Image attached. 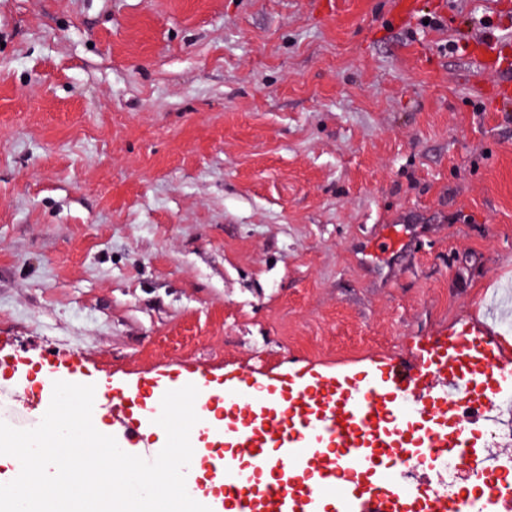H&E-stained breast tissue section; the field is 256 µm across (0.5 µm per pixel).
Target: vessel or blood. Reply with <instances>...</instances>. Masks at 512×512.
Returning a JSON list of instances; mask_svg holds the SVG:
<instances>
[{
	"mask_svg": "<svg viewBox=\"0 0 512 512\" xmlns=\"http://www.w3.org/2000/svg\"><path fill=\"white\" fill-rule=\"evenodd\" d=\"M472 50L482 57L488 71L512 68L510 45L480 41ZM464 347V342H456L445 352L431 354L419 370L400 371L380 381L348 378L340 383L335 377L326 376L286 390L277 379L259 386L237 379L225 384L224 403L231 408H248L249 414L233 425L212 427L210 433L221 436L226 446L247 449L252 468L317 473L318 480L308 493L309 499L335 496L344 489L352 471L368 465L367 449L382 450L392 460L411 454L415 443L432 455L446 452V423L418 430L412 441L402 424L382 430L378 415L389 408L391 394L401 395L412 404L414 413L426 416L430 409L421 400L439 379L447 381V388L440 395V407L445 411L457 409L460 395L481 379L486 381L487 390L477 417L487 423L502 421L504 410L496 394L497 381L512 374V366L501 363L495 349L486 352L484 362L469 364L460 357ZM209 386V380L203 376L175 386H160L155 388L153 401L147 406L142 405L141 390L137 387L116 392L115 398L142 405L145 419L156 428L167 430L171 427L173 403L180 394L188 395L194 417L213 410L214 404L207 395ZM219 475L226 488L237 489L239 512H288L292 488L285 481L269 485L262 504L258 505L242 468L224 464ZM406 501L404 487L388 482L383 498L351 501L347 507L349 512H399Z\"/></svg>",
	"mask_w": 512,
	"mask_h": 512,
	"instance_id": "1",
	"label": "vessel or blood"
}]
</instances>
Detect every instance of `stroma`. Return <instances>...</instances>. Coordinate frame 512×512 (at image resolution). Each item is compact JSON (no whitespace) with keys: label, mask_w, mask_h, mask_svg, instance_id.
<instances>
[{"label":"stroma","mask_w":512,"mask_h":512,"mask_svg":"<svg viewBox=\"0 0 512 512\" xmlns=\"http://www.w3.org/2000/svg\"><path fill=\"white\" fill-rule=\"evenodd\" d=\"M512 0H0V425L54 356L150 390L512 336ZM437 19L434 27L425 26ZM461 44L449 52V42ZM406 224L396 257L361 247ZM470 48L472 53H477L483 58L484 68L490 72H499L512 68V46L510 44L489 42L484 38H478ZM487 41V42H486Z\"/></svg>","instance_id":"1"}]
</instances>
